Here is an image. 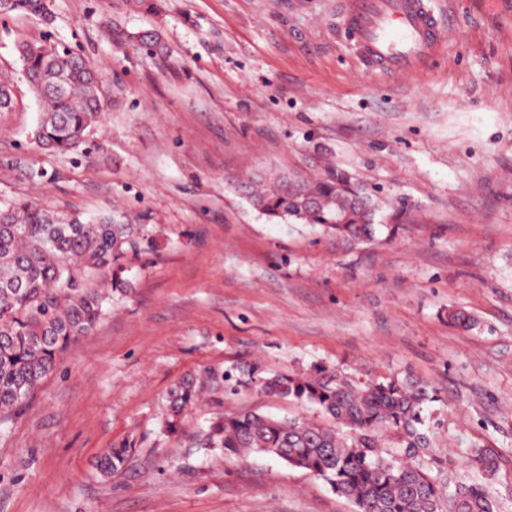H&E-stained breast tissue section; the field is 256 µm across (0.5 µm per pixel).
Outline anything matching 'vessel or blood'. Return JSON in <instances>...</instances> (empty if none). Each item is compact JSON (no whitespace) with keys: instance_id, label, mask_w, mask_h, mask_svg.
<instances>
[{"instance_id":"vessel-or-blood-1","label":"vessel or blood","mask_w":512,"mask_h":512,"mask_svg":"<svg viewBox=\"0 0 512 512\" xmlns=\"http://www.w3.org/2000/svg\"><path fill=\"white\" fill-rule=\"evenodd\" d=\"M342 18L368 69L400 76L425 68L449 30L428 0H342Z\"/></svg>"}]
</instances>
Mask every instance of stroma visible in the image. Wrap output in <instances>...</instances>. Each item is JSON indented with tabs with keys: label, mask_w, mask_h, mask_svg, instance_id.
Returning <instances> with one entry per match:
<instances>
[{
	"label": "stroma",
	"mask_w": 512,
	"mask_h": 512,
	"mask_svg": "<svg viewBox=\"0 0 512 512\" xmlns=\"http://www.w3.org/2000/svg\"><path fill=\"white\" fill-rule=\"evenodd\" d=\"M455 35L415 74L369 70L338 0H50L51 24L0 17V206L88 220L117 212L147 251L19 418L0 425V512H357L310 472L196 441L218 414L326 422L262 391L275 374L412 377L434 390L425 463L483 481L495 449L512 485V0H429ZM159 30L167 54L113 41ZM102 71L89 155L37 148L40 103L18 47L44 38ZM351 171L407 223L348 247L272 223L238 189L255 173ZM461 308L472 329L450 326ZM232 371L241 386L224 389ZM202 392L185 434L163 431L169 390ZM133 439L112 477L93 462Z\"/></svg>",
	"instance_id": "obj_1"
}]
</instances>
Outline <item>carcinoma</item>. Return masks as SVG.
<instances>
[{"label": "carcinoma", "mask_w": 512, "mask_h": 512, "mask_svg": "<svg viewBox=\"0 0 512 512\" xmlns=\"http://www.w3.org/2000/svg\"><path fill=\"white\" fill-rule=\"evenodd\" d=\"M25 13L52 23L48 0H6L0 15ZM149 54L166 45L156 30L119 34ZM20 58L33 91L46 103L35 130L44 149L79 150L103 112L99 75L79 55L47 41L23 44ZM265 176L255 175L243 188L268 219L315 224L347 245L374 238L376 225L399 223L402 211L384 216L379 202L348 171L328 166L315 178L282 173L267 191L255 189ZM134 227L113 215L83 221L32 202L0 209V422L19 415L62 354L78 337L91 332L105 314L109 294L126 292L120 260L139 251ZM115 269L99 288L83 283L85 273ZM272 395L318 406L341 425L331 428L301 419L276 418L254 411L225 412L204 432L207 448L237 455L264 452L322 478L358 512H496L492 479L495 452L474 448V463L484 483L442 479L431 474L419 456L430 439L422 431L429 387L409 379L353 384L326 374L320 377L279 374L262 381ZM195 378L188 376L169 395L165 422L169 436L184 434L185 412L197 400ZM398 435L403 453L390 455L383 434ZM136 443L126 439L104 449L96 467L104 477L122 469Z\"/></svg>", "instance_id": "carcinoma-1"}]
</instances>
